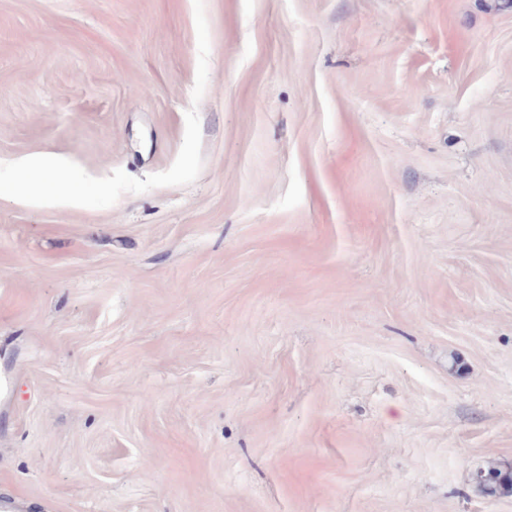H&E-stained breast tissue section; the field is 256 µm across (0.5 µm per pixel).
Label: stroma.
<instances>
[{"mask_svg":"<svg viewBox=\"0 0 512 512\" xmlns=\"http://www.w3.org/2000/svg\"><path fill=\"white\" fill-rule=\"evenodd\" d=\"M491 465L504 0H0L1 498L512 512ZM16 167L24 171L29 176L30 181L40 187L42 192L46 189L60 187L56 180V174L62 167L60 162L47 163L40 158L28 157L19 160Z\"/></svg>","mask_w":512,"mask_h":512,"instance_id":"stroma-1","label":"stroma"}]
</instances>
